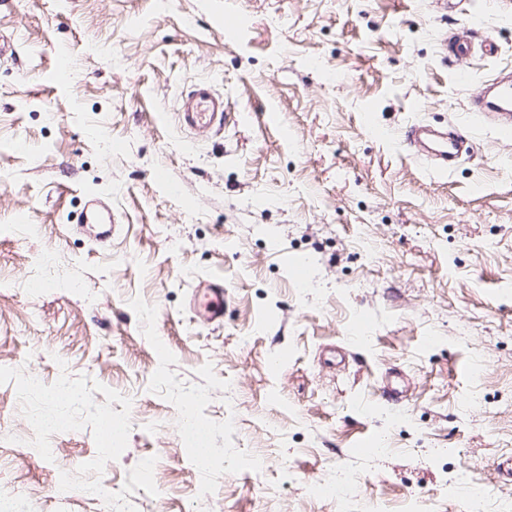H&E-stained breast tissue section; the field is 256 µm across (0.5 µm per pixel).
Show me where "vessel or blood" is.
<instances>
[{
  "label": "vessel or blood",
  "mask_w": 512,
  "mask_h": 512,
  "mask_svg": "<svg viewBox=\"0 0 512 512\" xmlns=\"http://www.w3.org/2000/svg\"><path fill=\"white\" fill-rule=\"evenodd\" d=\"M442 49L450 60L463 63L478 50L490 57L496 55L498 44L494 33L485 31L477 41L467 36L453 37L443 42ZM468 110L471 122L493 119L501 137L511 139L512 76L501 74L485 83L472 96ZM228 114L229 107L223 97L213 90L210 82L200 80L184 94L178 122L185 130L201 133L221 129ZM406 140L414 149V157L436 174L448 173L468 142L459 126L436 129L423 123L410 127ZM192 297L201 322L208 325L223 323L225 291L222 285L210 282L208 287L193 289Z\"/></svg>",
  "instance_id": "obj_1"
}]
</instances>
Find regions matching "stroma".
<instances>
[{"label":"stroma","mask_w":512,"mask_h":512,"mask_svg":"<svg viewBox=\"0 0 512 512\" xmlns=\"http://www.w3.org/2000/svg\"><path fill=\"white\" fill-rule=\"evenodd\" d=\"M461 26L496 57L445 61ZM0 41V512L512 504V141L471 130L444 176L403 141L512 66V0H0ZM197 79L231 118L194 139ZM215 279L216 328L187 302ZM80 224H109L108 229L102 232L105 238H108L112 235V230L114 231L115 221L112 220V214L110 211L104 209L97 201H90L86 208L84 209L81 219L79 221Z\"/></svg>","instance_id":"obj_1"}]
</instances>
